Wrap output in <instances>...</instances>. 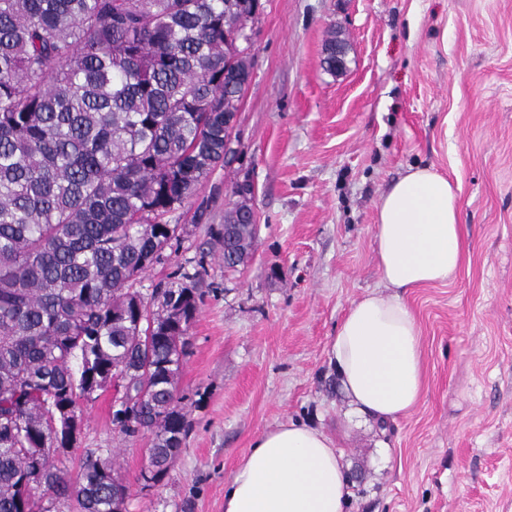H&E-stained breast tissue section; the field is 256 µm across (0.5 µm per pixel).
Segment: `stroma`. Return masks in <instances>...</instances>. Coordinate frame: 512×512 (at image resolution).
<instances>
[{"label":"stroma","mask_w":512,"mask_h":512,"mask_svg":"<svg viewBox=\"0 0 512 512\" xmlns=\"http://www.w3.org/2000/svg\"><path fill=\"white\" fill-rule=\"evenodd\" d=\"M254 78L234 160L170 212L179 240L136 282L194 276L182 360V449L147 485L150 438L112 422L120 392L83 405L77 445L109 450L126 512H224V487L263 433L323 430L342 454L347 512H512V0H260ZM346 68L323 63L329 30ZM460 185L464 263L445 285L405 288L425 363L407 416L355 413L330 363L350 306L383 287L380 195L412 166ZM255 187L250 261L228 272L233 184Z\"/></svg>","instance_id":"stroma-1"}]
</instances>
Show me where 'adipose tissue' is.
<instances>
[{
  "label": "adipose tissue",
  "mask_w": 512,
  "mask_h": 512,
  "mask_svg": "<svg viewBox=\"0 0 512 512\" xmlns=\"http://www.w3.org/2000/svg\"><path fill=\"white\" fill-rule=\"evenodd\" d=\"M376 258L385 285L353 303L330 361L357 413L395 420L420 403L424 359L402 288L447 283L464 259L459 188L432 167L412 168L376 205ZM346 474L322 430L288 422L260 437L224 489V512H344Z\"/></svg>",
  "instance_id": "obj_1"
}]
</instances>
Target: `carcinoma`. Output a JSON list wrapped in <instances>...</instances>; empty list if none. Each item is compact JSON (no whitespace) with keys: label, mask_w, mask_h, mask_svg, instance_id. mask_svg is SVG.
Here are the masks:
<instances>
[{"label":"carcinoma","mask_w":512,"mask_h":512,"mask_svg":"<svg viewBox=\"0 0 512 512\" xmlns=\"http://www.w3.org/2000/svg\"><path fill=\"white\" fill-rule=\"evenodd\" d=\"M237 0H0V512H114L125 484L82 451L76 477L38 448L65 440L94 387L132 402L158 481L186 432L178 380L197 310L192 284L136 280L172 247L165 217L224 162L251 71L229 39ZM236 196L224 268L251 257L257 224Z\"/></svg>","instance_id":"1"}]
</instances>
